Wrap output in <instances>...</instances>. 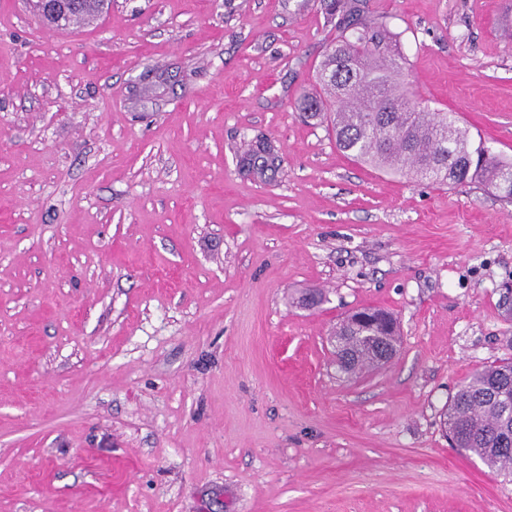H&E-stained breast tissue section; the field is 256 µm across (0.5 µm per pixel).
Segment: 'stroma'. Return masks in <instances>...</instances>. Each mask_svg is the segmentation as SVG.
Listing matches in <instances>:
<instances>
[{
	"mask_svg": "<svg viewBox=\"0 0 512 512\" xmlns=\"http://www.w3.org/2000/svg\"><path fill=\"white\" fill-rule=\"evenodd\" d=\"M359 4L416 97L512 159V0ZM337 34L319 0H112L68 30L0 0V512H512L443 425L512 354V206L303 123ZM363 307L400 346L347 378L329 339ZM254 141H251L249 148L240 156L239 163L241 168L249 174L262 177L268 171H275L278 167L277 161L279 160L278 156L274 155L270 147L265 144L264 148L268 155H260L258 142L253 145Z\"/></svg>",
	"mask_w": 512,
	"mask_h": 512,
	"instance_id": "1",
	"label": "stroma"
}]
</instances>
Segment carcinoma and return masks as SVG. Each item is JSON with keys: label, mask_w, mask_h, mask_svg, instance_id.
Listing matches in <instances>:
<instances>
[{"label": "carcinoma", "mask_w": 512, "mask_h": 512, "mask_svg": "<svg viewBox=\"0 0 512 512\" xmlns=\"http://www.w3.org/2000/svg\"><path fill=\"white\" fill-rule=\"evenodd\" d=\"M84 22L102 14L99 0H66ZM340 33L316 71L318 91L303 93L297 109L331 128L337 147L389 174L439 185H476L512 204V160L476 144L452 112H433L400 80L405 57L387 28L363 18L355 0H325ZM251 144L240 156L256 176L278 167V156ZM348 315L334 333L344 355L337 372L352 377L378 363L382 337L398 343L396 319L378 308ZM448 437L462 456L478 457L491 471L512 476V356L473 372L446 408Z\"/></svg>", "instance_id": "obj_1"}]
</instances>
